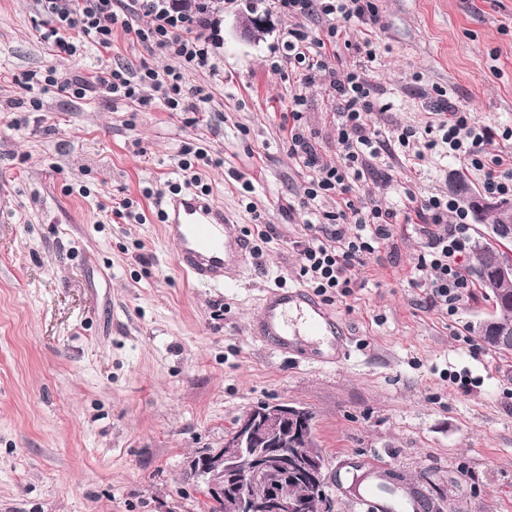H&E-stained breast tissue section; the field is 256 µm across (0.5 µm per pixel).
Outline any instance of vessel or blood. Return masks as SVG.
<instances>
[{
  "label": "vessel or blood",
  "instance_id": "b4317fda",
  "mask_svg": "<svg viewBox=\"0 0 512 512\" xmlns=\"http://www.w3.org/2000/svg\"><path fill=\"white\" fill-rule=\"evenodd\" d=\"M162 217L176 246L178 265L196 283L228 286L248 268L251 247L246 237L231 234L230 216L209 196L197 191L173 193ZM292 308L304 313L310 333L328 337L325 362L348 356L350 349L335 314L301 288L268 290L255 331L259 340L280 352L299 350L296 333L288 327L287 313Z\"/></svg>",
  "mask_w": 512,
  "mask_h": 512
}]
</instances>
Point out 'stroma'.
Returning <instances> with one entry per match:
<instances>
[{"instance_id": "obj_1", "label": "stroma", "mask_w": 512, "mask_h": 512, "mask_svg": "<svg viewBox=\"0 0 512 512\" xmlns=\"http://www.w3.org/2000/svg\"><path fill=\"white\" fill-rule=\"evenodd\" d=\"M371 80L386 132L420 127L446 92L491 127L488 155L512 156V0H379ZM266 17L247 35L246 16ZM34 0H0V512H204L193 459L224 444L247 409L307 408L327 466L331 512H512V354H472L491 316L485 288L456 315L429 300L416 268L422 236L397 225L368 256L350 296L330 307L351 355L336 365L272 353L251 330L267 289L298 288L301 218L284 208L310 173L283 146L294 18L265 0L224 6V79L185 74L210 98L196 123L91 93L33 92L30 72L75 74L176 59L148 55L123 31L111 50L69 30L74 57L41 39ZM305 121L337 159L336 100L307 91ZM204 149L209 195L241 230L271 229L259 263L230 287L201 288L178 268L161 199L185 187L183 148ZM393 180L367 174L354 193L385 206L430 193L468 205L479 177L429 152L397 155ZM131 199L143 222L118 217Z\"/></svg>"}]
</instances>
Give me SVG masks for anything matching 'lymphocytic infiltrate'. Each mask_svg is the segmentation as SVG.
I'll list each match as a JSON object with an SVG mask.
<instances>
[{
	"mask_svg": "<svg viewBox=\"0 0 512 512\" xmlns=\"http://www.w3.org/2000/svg\"><path fill=\"white\" fill-rule=\"evenodd\" d=\"M222 2L192 0L178 7L170 0H38L45 16L42 38L56 52L76 54V45L64 35L68 29L80 30L101 48H111L114 27L119 24L150 52L171 56L180 66L163 73L146 65L136 71L117 66L89 77L63 80L32 73L28 80L35 88L55 85L77 98L101 89L113 99L143 107L159 98L171 112L201 111L207 97L201 88L186 84L184 73L203 69L213 78H223L219 57L224 42L219 20ZM272 6L298 20L285 34L284 48L295 80L281 130L288 154L311 174L305 198L288 205L289 215L304 216L308 231L299 246V277L319 295L346 296L355 286L356 269L364 266L368 254L392 238L395 225L417 224L423 241L416 267L432 273V301L456 311L473 286L459 262L470 236L467 213L457 200L436 195L420 198L410 191L404 205L384 207L354 196L353 187L371 171L373 160L391 156L395 148L413 151L418 159L425 151L438 149L479 172L486 194L512 197V161L485 158L483 145L493 136L491 128L472 122L469 113L447 98L437 104L442 115L438 124H426L421 130L406 128L391 136L376 127L371 115L381 104L376 88L365 76L377 59L372 38L378 25L376 0H272ZM131 11L149 17L148 26L136 29L121 24V17ZM315 15L327 22L319 34L305 24ZM347 24L363 26L366 35L351 45L354 62L343 76L339 66L344 58L337 45ZM317 84L336 98L340 156L336 163L324 158L316 133L301 123L307 103L304 90ZM330 193L337 197L335 210L314 209V201ZM448 215L453 218L449 224L444 221Z\"/></svg>",
	"mask_w": 512,
	"mask_h": 512,
	"instance_id": "1",
	"label": "lymphocytic infiltrate"
}]
</instances>
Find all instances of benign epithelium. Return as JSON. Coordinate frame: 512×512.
Masks as SVG:
<instances>
[{
    "mask_svg": "<svg viewBox=\"0 0 512 512\" xmlns=\"http://www.w3.org/2000/svg\"><path fill=\"white\" fill-rule=\"evenodd\" d=\"M492 208L499 224L512 228V206L488 201L476 205ZM314 427L301 406L268 402L245 411L224 436V446L199 454L192 462L205 491L224 501V512H329V502L288 494L291 473L308 477L312 487L326 485L324 459L311 452ZM263 483L253 494V486Z\"/></svg>",
    "mask_w": 512,
    "mask_h": 512,
    "instance_id": "benign-epithelium-1",
    "label": "benign epithelium"
}]
</instances>
